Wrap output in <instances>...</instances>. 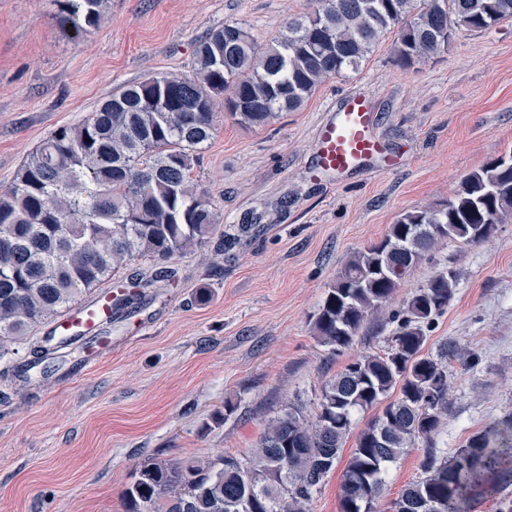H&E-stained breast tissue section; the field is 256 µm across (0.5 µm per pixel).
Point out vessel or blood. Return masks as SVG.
I'll list each match as a JSON object with an SVG mask.
<instances>
[{"label":"vessel or blood","mask_w":512,"mask_h":512,"mask_svg":"<svg viewBox=\"0 0 512 512\" xmlns=\"http://www.w3.org/2000/svg\"><path fill=\"white\" fill-rule=\"evenodd\" d=\"M377 115L369 102L360 96L343 100L339 112L327 119L319 129L312 151L315 170L343 176L357 171L384 153L374 134ZM111 294L104 293L93 302L64 315L53 325L58 335L91 334L95 327L112 315Z\"/></svg>","instance_id":"1"}]
</instances>
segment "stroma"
Listing matches in <instances>:
<instances>
[{
  "mask_svg": "<svg viewBox=\"0 0 512 512\" xmlns=\"http://www.w3.org/2000/svg\"><path fill=\"white\" fill-rule=\"evenodd\" d=\"M313 0H109L99 28L72 37L50 0H0V191L44 138L78 123L120 86L189 73L196 43L224 22L268 43ZM371 101L375 134L398 157L345 176L311 172L320 125L344 96ZM512 150V21L459 32L447 51L404 67L380 46L357 72L323 82L303 108L259 128L218 112L192 178L210 198L216 243L176 257L173 281L143 309L105 325L111 345L84 368L81 344L48 376L16 369L50 330L0 359V512H125L141 462L244 457L285 404L314 420L324 384L380 350L392 326L371 322L342 355L313 330L327 289L352 256L404 211L433 208L461 179ZM250 232H240V225ZM450 269L456 288L427 333L444 343L448 413L437 446L452 453L512 412V221L488 242L439 243L406 287ZM425 442L389 468L380 512L422 475Z\"/></svg>",
  "mask_w": 512,
  "mask_h": 512,
  "instance_id": "1",
  "label": "stroma"
}]
</instances>
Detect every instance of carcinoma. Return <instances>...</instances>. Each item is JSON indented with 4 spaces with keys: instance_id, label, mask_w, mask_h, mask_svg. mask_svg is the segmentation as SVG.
<instances>
[{
    "instance_id": "1",
    "label": "carcinoma",
    "mask_w": 512,
    "mask_h": 512,
    "mask_svg": "<svg viewBox=\"0 0 512 512\" xmlns=\"http://www.w3.org/2000/svg\"><path fill=\"white\" fill-rule=\"evenodd\" d=\"M74 36L98 27L107 0H52ZM512 19V0H316L262 47L238 22L200 39L191 73L151 76L100 102L80 122L54 130L0 193V359L4 342L54 321L77 297L138 258L163 264L218 230L210 199L193 183L197 153L214 135L218 97L245 127L300 110L318 85L356 72L394 29L402 65L448 50L459 29L483 32ZM512 218V159L466 175L435 208L402 212L383 239L358 252L319 306L314 330L333 355L350 348L383 313L396 324L384 349L348 363L321 392L316 419L285 406L243 459H145L123 493L126 512H307L335 468L356 415L378 408L358 432L341 483V512H375L386 474L415 442L428 443L423 476L392 512H468L471 491L512 475V415L447 457L435 437L448 409L445 343L422 354L426 330L447 309L456 276L444 269L395 294L444 240L488 241Z\"/></svg>"
}]
</instances>
